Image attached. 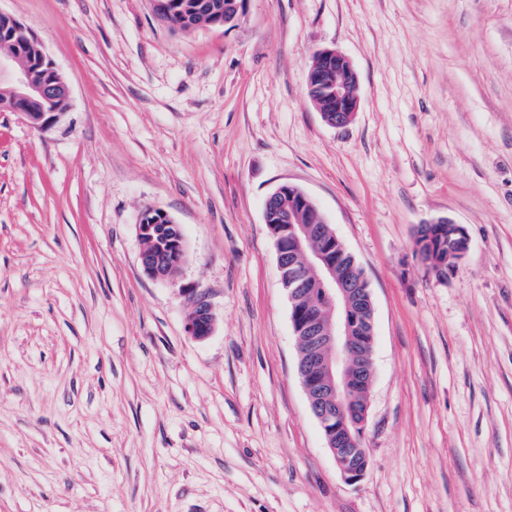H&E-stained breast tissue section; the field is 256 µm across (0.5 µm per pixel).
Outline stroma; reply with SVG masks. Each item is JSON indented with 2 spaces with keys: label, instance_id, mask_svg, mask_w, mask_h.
<instances>
[{
  "label": "stroma",
  "instance_id": "stroma-1",
  "mask_svg": "<svg viewBox=\"0 0 512 512\" xmlns=\"http://www.w3.org/2000/svg\"><path fill=\"white\" fill-rule=\"evenodd\" d=\"M0 11L72 92L46 131L0 112V512H512V0H246L188 32L149 0ZM322 49L358 75L342 128L307 94ZM284 184L371 289L355 483L297 371ZM150 207L182 228L177 280L141 266ZM440 217L470 237L444 279L413 253ZM216 324V316L205 296L199 295L193 308L185 319V333L194 339H203L212 335Z\"/></svg>",
  "mask_w": 512,
  "mask_h": 512
}]
</instances>
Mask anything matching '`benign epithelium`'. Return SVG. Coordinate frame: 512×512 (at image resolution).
<instances>
[{
  "mask_svg": "<svg viewBox=\"0 0 512 512\" xmlns=\"http://www.w3.org/2000/svg\"><path fill=\"white\" fill-rule=\"evenodd\" d=\"M152 11L168 24L189 31L194 24L185 19L172 21L167 0H150ZM245 0H231L198 5L194 14L224 16V25L234 24L243 14ZM0 82L9 86V96L0 100V110L14 112L31 127L47 130L55 126L70 107L71 89L41 41L14 16L0 11ZM317 64L307 72L306 86L310 99L331 127L349 125L358 111V98L353 87L358 82L351 61L335 49L316 52ZM310 208L315 224H303L297 213ZM277 252V260L288 255V241H293V261L284 277L292 294L294 284L308 277L306 266L298 256L308 252L311 264L320 268L315 283L319 288L320 307L336 311V319L322 316L320 307L296 309L293 322L300 325L297 345L313 346V370H302L301 382L312 413L323 430L327 447L336 467L350 482L358 481L366 472L369 459L363 448L369 409V390L373 381L374 312L363 287V277L354 269L337 271L331 257L336 248V233L327 224L309 196L294 186L278 188L268 196L264 209ZM446 224L453 239L448 248L453 266L466 257L470 238L465 227L448 217L432 220ZM175 233V257L159 250L142 249L140 261L144 272L153 279L173 280L186 263L187 254L180 225L164 211L144 212L138 224L139 237H155L166 229ZM216 316L205 296L196 298L185 319V333L194 339L212 335Z\"/></svg>",
  "mask_w": 512,
  "mask_h": 512,
  "instance_id": "7a95c632",
  "label": "benign epithelium"
}]
</instances>
